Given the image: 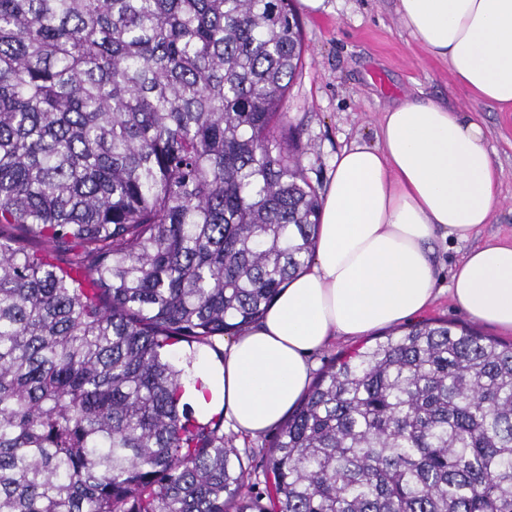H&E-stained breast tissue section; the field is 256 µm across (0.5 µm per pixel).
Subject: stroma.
I'll list each match as a JSON object with an SVG mask.
<instances>
[{
  "mask_svg": "<svg viewBox=\"0 0 512 512\" xmlns=\"http://www.w3.org/2000/svg\"><path fill=\"white\" fill-rule=\"evenodd\" d=\"M303 68L288 92L286 122L304 151L301 166L324 192L337 153L353 144L377 145L386 109L407 96L432 99L477 119L501 170L499 204L481 240L512 239V112L463 94L446 61L426 54L396 12V0H325L318 14H300ZM438 297L425 317L471 324L448 296L460 246L433 244Z\"/></svg>",
  "mask_w": 512,
  "mask_h": 512,
  "instance_id": "stroma-1",
  "label": "stroma"
}]
</instances>
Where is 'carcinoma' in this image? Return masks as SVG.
Instances as JSON below:
<instances>
[{
    "instance_id": "cac0c4a2",
    "label": "carcinoma",
    "mask_w": 512,
    "mask_h": 512,
    "mask_svg": "<svg viewBox=\"0 0 512 512\" xmlns=\"http://www.w3.org/2000/svg\"><path fill=\"white\" fill-rule=\"evenodd\" d=\"M302 50L293 0H0V512H512V343L470 326L323 371L265 504L181 402L173 346L223 353L313 256Z\"/></svg>"
}]
</instances>
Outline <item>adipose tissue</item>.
<instances>
[{
  "label": "adipose tissue",
  "mask_w": 512,
  "mask_h": 512,
  "mask_svg": "<svg viewBox=\"0 0 512 512\" xmlns=\"http://www.w3.org/2000/svg\"><path fill=\"white\" fill-rule=\"evenodd\" d=\"M402 25L448 63L466 93L512 110V0H397ZM307 267L264 317L199 348L185 399L223 413L253 438L279 425L312 381V357L423 314L436 298L433 242H465L490 223L500 171L474 119L431 100L385 111L377 145L337 154ZM452 301L475 321L512 333V240L472 246L455 267Z\"/></svg>",
  "instance_id": "adipose-tissue-1"
}]
</instances>
